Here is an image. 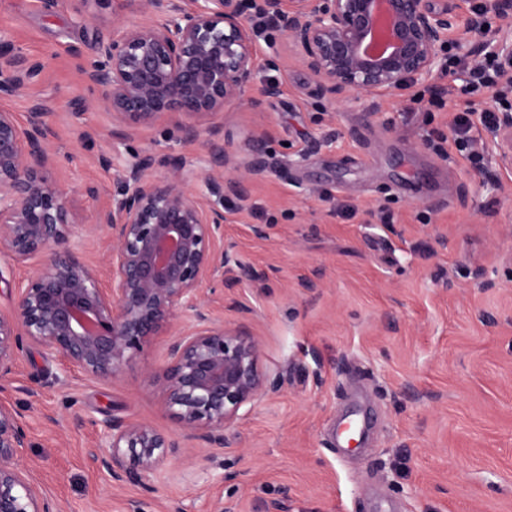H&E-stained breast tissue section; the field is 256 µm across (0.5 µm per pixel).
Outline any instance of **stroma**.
Returning a JSON list of instances; mask_svg holds the SVG:
<instances>
[{
    "instance_id": "stroma-1",
    "label": "stroma",
    "mask_w": 512,
    "mask_h": 512,
    "mask_svg": "<svg viewBox=\"0 0 512 512\" xmlns=\"http://www.w3.org/2000/svg\"><path fill=\"white\" fill-rule=\"evenodd\" d=\"M146 19L139 0H0V40L44 64L37 82L0 93V110L24 124L44 106L58 156L46 175L76 221L111 208L126 165L99 161L116 124L80 69L118 26ZM489 42L472 37L439 78L443 106L409 91L333 103L285 38L262 31L257 57L281 56V94L224 109L233 159L265 135L247 202L224 199V246L252 274L209 308L260 340L277 389L223 447L192 444L152 488L113 485L90 457L100 420L178 429L154 383L165 337L108 379L30 347L0 402L26 423L22 462L61 512H512V170L480 123L495 102L470 74ZM463 114L473 143L461 151L451 137ZM129 149L207 170L204 142H183L173 117Z\"/></svg>"
}]
</instances>
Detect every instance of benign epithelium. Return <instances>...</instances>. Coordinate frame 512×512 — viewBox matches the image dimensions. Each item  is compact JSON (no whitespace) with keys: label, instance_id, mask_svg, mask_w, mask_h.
<instances>
[{"label":"benign epithelium","instance_id":"1","mask_svg":"<svg viewBox=\"0 0 512 512\" xmlns=\"http://www.w3.org/2000/svg\"><path fill=\"white\" fill-rule=\"evenodd\" d=\"M149 20L116 29L82 67L104 91L119 141L140 126L177 113L213 116L233 101L257 106L281 91L256 81L249 19L260 16L295 48L317 94L339 101L354 93L389 96L429 90L447 68L448 49H462L470 30L456 27L467 0H139ZM498 18L491 53L512 73V0H492ZM42 65L0 43V91L24 89ZM39 104L27 126L0 111V253L41 268L15 288L0 313V379L26 345L58 355L95 379L115 376L154 337L171 332L169 363L156 378L162 409L179 432L163 436L137 422L104 421L94 462L115 482H139L187 443L224 447V430L242 409L275 391L259 368L261 343L241 326L215 320L204 289L239 277L224 249V210L231 194L246 199L243 180L224 177L229 156L209 128L206 192L190 188L184 165L154 152L136 153L123 171L124 191L92 229L112 239L101 270L75 255L67 193L45 170L51 130ZM496 157L512 169V104L497 107ZM27 434L21 416L0 404V512H58L52 495L22 464Z\"/></svg>","mask_w":512,"mask_h":512}]
</instances>
